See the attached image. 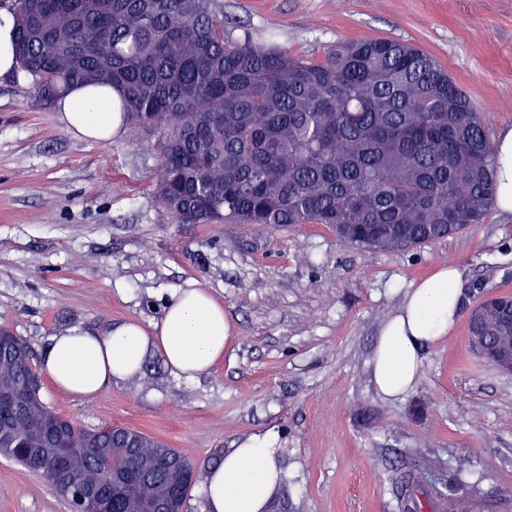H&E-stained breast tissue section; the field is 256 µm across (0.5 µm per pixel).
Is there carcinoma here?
I'll return each mask as SVG.
<instances>
[{
  "mask_svg": "<svg viewBox=\"0 0 512 512\" xmlns=\"http://www.w3.org/2000/svg\"><path fill=\"white\" fill-rule=\"evenodd\" d=\"M15 55L40 102L111 85L128 120L162 130L156 193L181 224H327L362 252L415 249L484 223L497 202L498 151L482 113L418 47L341 42L320 60L231 41L210 0H13ZM512 352V326L484 316ZM0 455L55 489L73 512H184L197 467L126 427L82 428L41 398L27 341L0 326ZM67 448H100L69 471L30 455L58 423ZM128 476L112 495V473ZM411 473L398 508L417 512ZM457 474L438 494L454 501Z\"/></svg>",
  "mask_w": 512,
  "mask_h": 512,
  "instance_id": "carcinoma-1",
  "label": "carcinoma"
}]
</instances>
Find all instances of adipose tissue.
<instances>
[{
  "instance_id": "1",
  "label": "adipose tissue",
  "mask_w": 512,
  "mask_h": 512,
  "mask_svg": "<svg viewBox=\"0 0 512 512\" xmlns=\"http://www.w3.org/2000/svg\"><path fill=\"white\" fill-rule=\"evenodd\" d=\"M115 96L110 89L73 87L57 102L59 118L76 137L111 140L124 125L121 113L112 109ZM461 296V274L452 264L410 286L400 312L384 323L375 341L372 380L384 399L415 388L422 350L447 336ZM232 332L223 303L207 289L190 288L174 293L160 319L148 324L129 321L102 334L69 328L48 348L44 370L59 388L88 398L134 375L152 349L176 375L192 378L223 358ZM285 478L272 438L249 437L209 465L207 512H267Z\"/></svg>"
}]
</instances>
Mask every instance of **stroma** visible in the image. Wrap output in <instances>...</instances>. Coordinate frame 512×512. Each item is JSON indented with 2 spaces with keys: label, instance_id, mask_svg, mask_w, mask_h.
<instances>
[{
  "label": "stroma",
  "instance_id": "stroma-1",
  "mask_svg": "<svg viewBox=\"0 0 512 512\" xmlns=\"http://www.w3.org/2000/svg\"><path fill=\"white\" fill-rule=\"evenodd\" d=\"M230 40L322 57L341 40L391 38L435 58L485 115L512 128V0H214ZM159 137L127 124L109 142L75 137L30 80L0 77V325L44 357L74 326L159 318L172 292L208 289L234 334L193 379L156 352L83 399L42 378L45 403L83 427L138 429L198 470L234 442L273 433L287 478L271 512H397L411 472L423 512H512V372L470 345L482 299L512 295V210L407 253H365L324 224H181L156 197ZM455 263L454 328L428 345L419 383L394 400L372 382L376 338L407 288ZM467 484L454 505L436 488ZM0 512H70L0 456Z\"/></svg>",
  "mask_w": 512,
  "mask_h": 512
}]
</instances>
